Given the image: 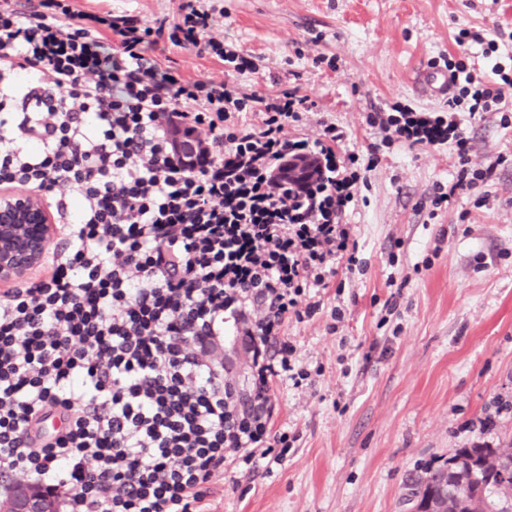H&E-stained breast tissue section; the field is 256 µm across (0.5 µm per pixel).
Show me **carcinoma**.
Masks as SVG:
<instances>
[{
  "label": "carcinoma",
  "instance_id": "1",
  "mask_svg": "<svg viewBox=\"0 0 512 512\" xmlns=\"http://www.w3.org/2000/svg\"><path fill=\"white\" fill-rule=\"evenodd\" d=\"M512 480V445L493 448L475 443L459 449L444 464L425 469L412 481L411 494L419 505L440 496L443 484L455 487L448 492V512H471L476 499L487 502L493 512H512V497L500 494L501 485Z\"/></svg>",
  "mask_w": 512,
  "mask_h": 512
}]
</instances>
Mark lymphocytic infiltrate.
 <instances>
[{
    "instance_id": "lymphocytic-infiltrate-1",
    "label": "lymphocytic infiltrate",
    "mask_w": 512,
    "mask_h": 512,
    "mask_svg": "<svg viewBox=\"0 0 512 512\" xmlns=\"http://www.w3.org/2000/svg\"><path fill=\"white\" fill-rule=\"evenodd\" d=\"M220 21L204 0L172 24L0 0V189L42 192L65 240L45 277L0 289V472L62 494L66 512H206L228 469L282 464L299 435L274 431L275 389L311 377L284 327L319 314L339 270L366 269L343 221L360 175L340 167L335 126L287 134L308 96L243 95L158 55L217 50ZM448 69L463 84L447 117L369 118L409 147L453 146L437 205L505 162L473 163L464 119L512 87ZM176 125L203 134L195 165L170 146ZM288 157L314 161L308 194L273 181ZM229 333L248 355L243 391L224 378Z\"/></svg>"
}]
</instances>
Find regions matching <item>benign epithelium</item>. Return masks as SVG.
I'll return each instance as SVG.
<instances>
[{"instance_id": "7a95c632", "label": "benign epithelium", "mask_w": 512, "mask_h": 512, "mask_svg": "<svg viewBox=\"0 0 512 512\" xmlns=\"http://www.w3.org/2000/svg\"><path fill=\"white\" fill-rule=\"evenodd\" d=\"M181 156H194L199 141L180 128L171 136ZM305 162L292 160L274 172L276 179L295 182L312 176ZM57 232L52 211L34 193L0 191V286L10 287L44 270L47 245ZM12 492L0 500V512H60L57 498L41 485L23 477L10 479Z\"/></svg>"}]
</instances>
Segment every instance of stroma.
<instances>
[{"label": "stroma", "instance_id": "1", "mask_svg": "<svg viewBox=\"0 0 512 512\" xmlns=\"http://www.w3.org/2000/svg\"><path fill=\"white\" fill-rule=\"evenodd\" d=\"M182 0H75L76 9L128 10L177 20ZM224 13V48L255 67L164 44L189 78H214L240 93L296 87L310 96L289 137L339 134L340 164L356 157L363 178L347 213L364 274H338L323 308L284 335L312 383L276 390L275 430L298 432L271 471L225 474L212 512H416L407 480L476 441L512 443V165L497 167L485 197L465 191L430 214L436 184L453 179L448 145L386 141L368 116L393 103L444 112L420 71L464 59L476 80L491 63L512 74V0H210ZM481 41L458 45L459 31ZM494 40L497 50L487 53ZM475 161L512 155V130L497 118L467 124ZM378 155L369 165L370 155ZM346 317L326 329L330 310Z\"/></svg>", "mask_w": 512, "mask_h": 512}]
</instances>
